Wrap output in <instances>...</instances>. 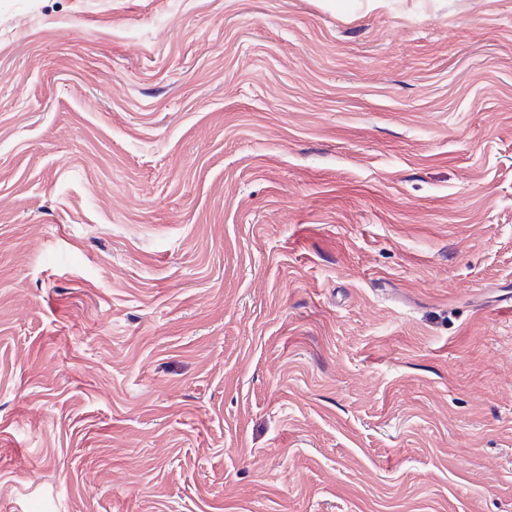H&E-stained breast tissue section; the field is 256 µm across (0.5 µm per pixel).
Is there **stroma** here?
I'll return each instance as SVG.
<instances>
[{
    "mask_svg": "<svg viewBox=\"0 0 512 512\" xmlns=\"http://www.w3.org/2000/svg\"><path fill=\"white\" fill-rule=\"evenodd\" d=\"M0 512H512V0H0Z\"/></svg>",
    "mask_w": 512,
    "mask_h": 512,
    "instance_id": "1",
    "label": "stroma"
}]
</instances>
